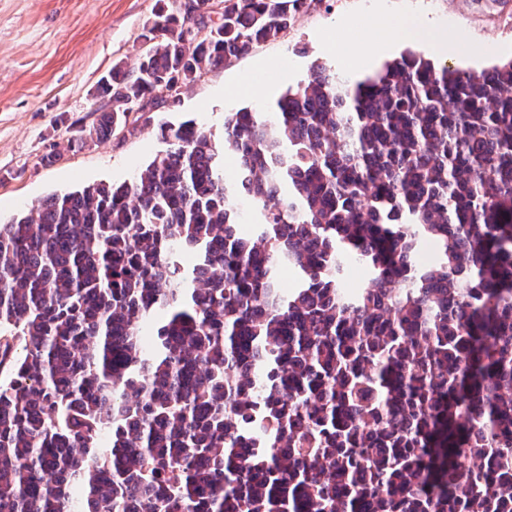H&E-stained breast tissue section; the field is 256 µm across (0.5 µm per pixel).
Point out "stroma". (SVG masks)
I'll use <instances>...</instances> for the list:
<instances>
[{
    "label": "stroma",
    "mask_w": 512,
    "mask_h": 512,
    "mask_svg": "<svg viewBox=\"0 0 512 512\" xmlns=\"http://www.w3.org/2000/svg\"><path fill=\"white\" fill-rule=\"evenodd\" d=\"M379 6L463 35L470 50L450 59L460 69L477 74L512 60V0H323L297 14L276 39L202 71L177 89L174 101L69 151L68 139L97 118L100 78L115 62L136 64L141 28L157 0H0V220L27 213L53 194L131 180L164 150L161 124L192 120L219 134L228 113L274 105V97H255L246 79L275 81L276 95L303 83L316 64L353 82L366 79L405 50L398 44L370 63L352 65L350 52L363 41L366 17ZM343 19L353 27L344 38L350 52L340 56L324 36ZM58 146L61 158L46 164L45 155Z\"/></svg>",
    "instance_id": "1"
}]
</instances>
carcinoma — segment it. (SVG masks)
I'll return each mask as SVG.
<instances>
[{"mask_svg": "<svg viewBox=\"0 0 512 512\" xmlns=\"http://www.w3.org/2000/svg\"><path fill=\"white\" fill-rule=\"evenodd\" d=\"M158 2L68 147L323 0ZM273 109L0 222V512H512V61Z\"/></svg>", "mask_w": 512, "mask_h": 512, "instance_id": "1", "label": "carcinoma"}]
</instances>
